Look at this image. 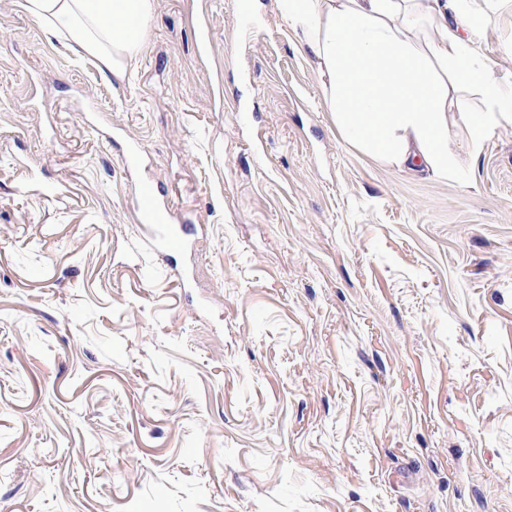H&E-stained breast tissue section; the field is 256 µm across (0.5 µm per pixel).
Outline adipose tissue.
<instances>
[{"instance_id":"ef3b65f1","label":"adipose tissue","mask_w":512,"mask_h":512,"mask_svg":"<svg viewBox=\"0 0 512 512\" xmlns=\"http://www.w3.org/2000/svg\"><path fill=\"white\" fill-rule=\"evenodd\" d=\"M155 0H19L59 38L78 45L122 82L145 47ZM302 45L327 77L336 125L348 142L400 167L445 174L453 85L481 87L487 113L476 128L512 108L492 69L470 60L463 18L449 0H277Z\"/></svg>"}]
</instances>
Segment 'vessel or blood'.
I'll return each mask as SVG.
<instances>
[{"label": "vessel or blood", "mask_w": 512, "mask_h": 512, "mask_svg": "<svg viewBox=\"0 0 512 512\" xmlns=\"http://www.w3.org/2000/svg\"><path fill=\"white\" fill-rule=\"evenodd\" d=\"M139 152L138 144H130L122 160L127 173L129 207L140 224L142 239L154 253L165 257L185 253L196 227L186 223L181 209L160 198L153 184L139 176Z\"/></svg>", "instance_id": "1"}]
</instances>
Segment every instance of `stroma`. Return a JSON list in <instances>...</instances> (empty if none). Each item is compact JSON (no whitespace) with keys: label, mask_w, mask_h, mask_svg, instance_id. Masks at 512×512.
Returning <instances> with one entry per match:
<instances>
[{"label":"stroma","mask_w":512,"mask_h":512,"mask_svg":"<svg viewBox=\"0 0 512 512\" xmlns=\"http://www.w3.org/2000/svg\"><path fill=\"white\" fill-rule=\"evenodd\" d=\"M236 3L156 0L118 83L0 0V512H512V116L477 134L455 89L453 174L399 169ZM455 12L512 85V0ZM132 140L207 227L188 288L127 210Z\"/></svg>","instance_id":"obj_1"}]
</instances>
